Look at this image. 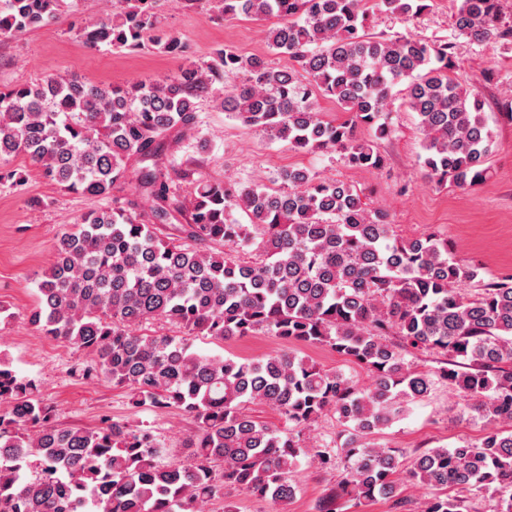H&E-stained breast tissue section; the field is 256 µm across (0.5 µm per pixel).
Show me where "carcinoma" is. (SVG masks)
<instances>
[{
	"instance_id": "1",
	"label": "carcinoma",
	"mask_w": 512,
	"mask_h": 512,
	"mask_svg": "<svg viewBox=\"0 0 512 512\" xmlns=\"http://www.w3.org/2000/svg\"><path fill=\"white\" fill-rule=\"evenodd\" d=\"M163 0H115L76 27L89 48L136 49L148 38L185 55L174 33L150 36ZM221 15L275 17L271 49L292 66L229 48L209 64L187 60L179 72L124 86L48 76L0 91V161L22 156L61 189L96 203L58 238L53 265L37 283L28 323L93 358L79 374L130 391L135 408H177L195 427L182 447L187 463L162 462L152 430L102 420L64 426L0 355V512H200L229 494L287 501L304 453L302 432L323 414L350 430L338 487L356 501L390 498L395 448L362 443L391 425L437 385L451 387L488 429L453 448L419 454L408 478L512 512V277H480L451 256L436 234L403 240L384 209L369 210L355 186L306 168L283 170L273 189L209 181L189 199L169 196L161 170L144 167L151 194L146 219L129 206H102L129 179L132 162L165 155L166 136L196 123L211 96L245 127L308 154L341 156L351 167L385 159L367 126L389 138L395 87L417 116L425 178L460 189L488 175L495 133L478 93L452 75L448 42L425 43L366 31L367 0H205ZM453 28L478 44H512L499 0H456ZM407 21L423 0H383ZM61 0H0V38L53 22ZM244 79L216 94L224 74ZM347 114L328 120L318 97ZM244 212L242 224L234 212ZM188 215L172 224V212ZM234 248L231 255L226 249ZM479 284L471 294L466 284ZM168 323L176 335L142 326ZM258 331L326 346L365 368L372 384L326 370L281 349L238 361L193 350V337L221 341ZM443 357L422 369L405 355ZM263 404L288 422L280 432L247 412ZM421 512H463L457 496L428 499Z\"/></svg>"
}]
</instances>
